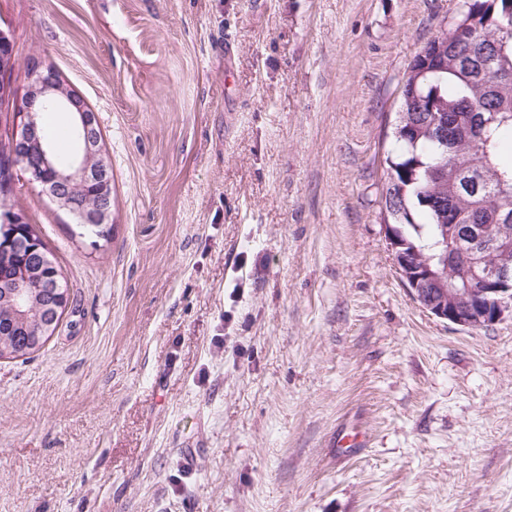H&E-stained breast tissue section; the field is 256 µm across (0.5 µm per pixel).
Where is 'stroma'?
<instances>
[{
	"instance_id": "stroma-1",
	"label": "stroma",
	"mask_w": 512,
	"mask_h": 512,
	"mask_svg": "<svg viewBox=\"0 0 512 512\" xmlns=\"http://www.w3.org/2000/svg\"><path fill=\"white\" fill-rule=\"evenodd\" d=\"M461 4L0 0V130L51 64L113 186L101 245L6 197L70 300L0 358V512H512V313L431 315L383 228L400 86Z\"/></svg>"
}]
</instances>
